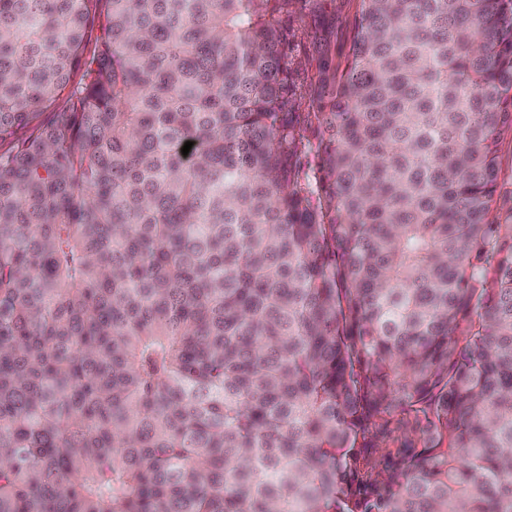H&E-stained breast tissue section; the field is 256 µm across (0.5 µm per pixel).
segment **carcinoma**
Listing matches in <instances>:
<instances>
[{"label":"carcinoma","instance_id":"cac0c4a2","mask_svg":"<svg viewBox=\"0 0 512 512\" xmlns=\"http://www.w3.org/2000/svg\"><path fill=\"white\" fill-rule=\"evenodd\" d=\"M295 2L0 0V512H512V0ZM358 0H300L291 24L297 31V50L303 62L298 84L302 100L298 112L316 111V76L324 63L339 71L349 53L351 22Z\"/></svg>","mask_w":512,"mask_h":512}]
</instances>
